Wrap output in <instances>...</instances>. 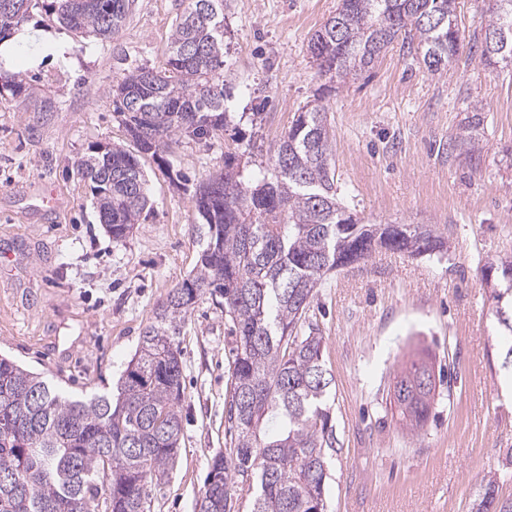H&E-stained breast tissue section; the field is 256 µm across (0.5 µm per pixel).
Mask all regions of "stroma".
<instances>
[{"mask_svg":"<svg viewBox=\"0 0 512 512\" xmlns=\"http://www.w3.org/2000/svg\"><path fill=\"white\" fill-rule=\"evenodd\" d=\"M337 0H224V76L234 136L182 140L172 157L186 190L146 159L150 207L125 241L99 222L90 188L74 174L94 145L133 149L107 93L127 70L165 59L183 0H134L110 41L81 37L45 7L26 25L69 46L65 60L25 82L54 102L0 94V354L82 396L115 384L157 304L194 267L199 218L191 190L228 149L269 147L297 110L321 99L334 132L337 195L373 224L425 225L442 253L381 251L328 274L307 325L324 338L330 412L340 451L328 462L326 512H471L489 477L512 498V370L482 270L512 255V65L484 67L462 49L447 75L391 46L358 78L320 76L308 41ZM266 99L262 123L246 113ZM483 109L481 153L458 144L469 104ZM55 188L60 209L37 203ZM181 349V449L153 487L150 512H196L213 456L228 448L229 368L236 338L210 298L177 338ZM432 375L428 421L411 429L394 386L412 362Z\"/></svg>","mask_w":512,"mask_h":512,"instance_id":"1","label":"stroma"}]
</instances>
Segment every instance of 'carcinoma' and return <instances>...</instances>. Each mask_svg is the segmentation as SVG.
<instances>
[{
	"label": "carcinoma",
	"mask_w": 512,
	"mask_h": 512,
	"mask_svg": "<svg viewBox=\"0 0 512 512\" xmlns=\"http://www.w3.org/2000/svg\"><path fill=\"white\" fill-rule=\"evenodd\" d=\"M134 0H47L71 30L109 41ZM223 0H185L159 69L138 67L112 85V103L137 152L91 147L75 167L89 183L100 223L125 240L149 198L139 155L170 166L176 136H216L231 123L225 101ZM34 0H0V41L21 25ZM422 54L433 75L448 73L466 37L456 0H338L309 40L320 73L338 79L371 69L393 43ZM471 48L491 66L512 58V0L489 8ZM24 95L35 111L53 102L0 70V91ZM461 144L479 152L482 109L470 107ZM332 134L324 106L296 112L266 158L224 167L193 192L201 223L190 274L155 310L115 390L69 397L39 374L0 357V512H149V488L168 478L178 455L183 389L181 323L208 295L224 308L237 337L229 420L236 429L227 452L212 459L198 512H233L232 487L254 480L252 512H325L328 460L339 440L328 406L331 379L323 337L301 335L315 289L330 272L378 250L434 254L445 243L410 224H362L337 198ZM496 314L512 336V256L486 266ZM406 378L425 388L395 393L415 428L428 418L431 375L412 363ZM277 424L268 432L263 425ZM473 512H512L488 480Z\"/></svg>",
	"instance_id": "carcinoma-1"
}]
</instances>
